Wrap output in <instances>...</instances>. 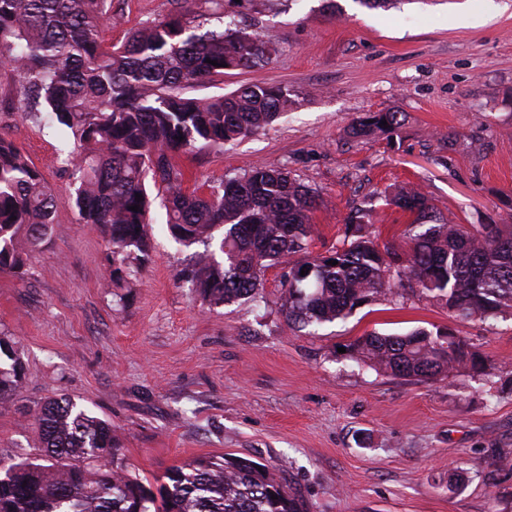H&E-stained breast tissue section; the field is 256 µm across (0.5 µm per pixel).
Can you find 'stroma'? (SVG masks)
Masks as SVG:
<instances>
[{
  "label": "stroma",
  "mask_w": 512,
  "mask_h": 512,
  "mask_svg": "<svg viewBox=\"0 0 512 512\" xmlns=\"http://www.w3.org/2000/svg\"><path fill=\"white\" fill-rule=\"evenodd\" d=\"M169 0H112L106 43L169 10ZM273 36L261 68L196 87L219 95L283 84L295 97L266 129L179 155L183 186L208 191L257 166L285 168L318 192L311 255L341 246L348 222L404 245L387 206L415 186L437 217L512 225V0H224ZM0 63V136L60 196L49 241L25 273L0 271V334L23 387L0 406V460L27 451L24 412L66 395L109 420L128 469L154 482L201 457L240 456L294 483L311 512H512V315L461 320L409 291L381 295L315 333L282 310L283 267L254 297L212 306L180 278L192 249L152 206L151 248L109 275L104 228L79 223L66 139L16 110ZM399 112L397 133L351 132L365 114ZM449 328L487 357L486 376L433 381L359 366L344 346L370 332Z\"/></svg>",
  "instance_id": "obj_1"
}]
</instances>
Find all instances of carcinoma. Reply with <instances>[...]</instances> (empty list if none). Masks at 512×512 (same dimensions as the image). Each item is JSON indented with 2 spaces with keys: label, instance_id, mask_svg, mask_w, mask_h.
Segmentation results:
<instances>
[{
  "label": "carcinoma",
  "instance_id": "1",
  "mask_svg": "<svg viewBox=\"0 0 512 512\" xmlns=\"http://www.w3.org/2000/svg\"><path fill=\"white\" fill-rule=\"evenodd\" d=\"M204 3L200 11L192 0H171L165 16L109 47L102 36L107 0H0V59L19 78L17 109L73 140L66 158L75 175L71 201L80 223L107 229L110 275L132 256L147 255L150 178L165 197L173 239L205 246L183 278L211 305L255 295L261 273L286 265L282 307L302 329L345 317L396 288L417 291L462 319L512 315V225L471 228L437 219L416 187L386 199L416 229L405 252L379 246L358 224L345 228L342 246L300 261L319 195L287 170L257 166L207 194L183 189L176 156L221 150L271 124L292 102L288 87L276 84L187 94L227 70L263 66L276 52L269 35L224 13V0ZM211 17L222 27L205 28ZM400 116L368 113L353 130L392 133ZM58 205L40 172L0 137L1 271L23 270L49 239ZM135 205L139 210H130ZM349 350L356 362L404 379L475 378L488 369L482 353L450 329L373 332ZM2 354L11 364L0 367V404L22 388L20 357L0 337ZM27 415L37 426L39 453L0 461V512H308L292 481L241 457L174 465L154 491L129 473L112 423L67 396Z\"/></svg>",
  "mask_w": 512,
  "mask_h": 512
}]
</instances>
